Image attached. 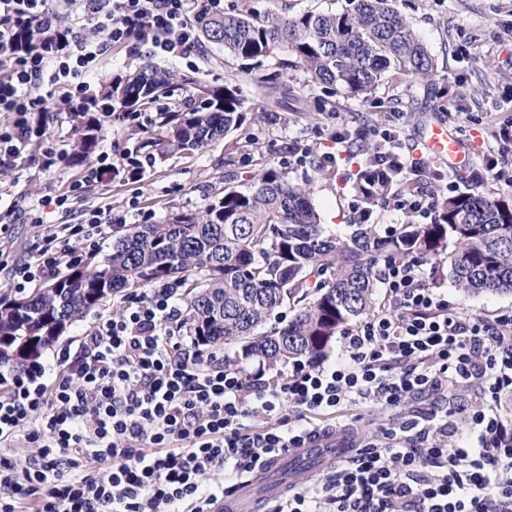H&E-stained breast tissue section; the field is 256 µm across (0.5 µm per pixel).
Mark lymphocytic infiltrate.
Returning a JSON list of instances; mask_svg holds the SVG:
<instances>
[{
    "label": "lymphocytic infiltrate",
    "instance_id": "obj_1",
    "mask_svg": "<svg viewBox=\"0 0 512 512\" xmlns=\"http://www.w3.org/2000/svg\"><path fill=\"white\" fill-rule=\"evenodd\" d=\"M221 0H0V112L16 116L0 133V168L16 166L43 132L27 120L45 112L44 85L66 84L67 111L100 109L91 78L99 58L129 41L185 58L198 45L189 17ZM82 12L107 32L90 41L64 23ZM34 39L20 43L23 30ZM471 186L512 185V115L492 112ZM373 136V167L396 171V209L434 218L441 192H458L453 171L416 156L398 113L386 125L339 131L320 165L348 167L353 138ZM41 247L6 265L21 294L83 262L112 231L105 206L79 224L44 223ZM392 309L342 334L335 359L296 361L288 370L225 366L213 353L189 350L175 335L184 315L174 283L161 281L100 317L77 349L63 347L51 364L0 374V512H214L234 486L251 480L293 448L347 426L348 410L370 403L398 411L410 394L454 389L476 378L484 405L411 412L382 441H367L329 477L271 501L266 512H512V310L465 318L426 282L420 262L384 267ZM468 426L447 442L448 416ZM262 425H254V418ZM24 435L34 455L8 450ZM151 451H143V443ZM217 472L205 482L204 472Z\"/></svg>",
    "mask_w": 512,
    "mask_h": 512
}]
</instances>
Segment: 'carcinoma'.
Masks as SVG:
<instances>
[{
	"instance_id": "obj_1",
	"label": "carcinoma",
	"mask_w": 512,
	"mask_h": 512,
	"mask_svg": "<svg viewBox=\"0 0 512 512\" xmlns=\"http://www.w3.org/2000/svg\"><path fill=\"white\" fill-rule=\"evenodd\" d=\"M195 25L228 55L256 67L278 55L281 67L354 97L374 91L388 71L418 81L435 77L430 52L394 0H344L335 12L286 19L207 12ZM179 81L195 83L148 63L100 92L107 112L158 107L163 135L141 137L136 152L144 157L205 149L241 128L244 100L227 84H199L184 106H159ZM77 117L72 160L83 163L102 125L85 112ZM395 179L368 165L357 177V195L370 208ZM232 181L225 177L224 194L200 210L130 224L112 251L92 252L57 280L0 299V370L27 368L103 301L159 281L175 282L188 297L180 327L197 345L224 347L226 366L257 358L272 368L323 358L337 332L370 316L381 262L419 260L431 281L446 275L469 297L512 293V206L499 199L450 195L429 224H357L342 238L325 232L312 189L275 169L255 174L244 190Z\"/></svg>"
}]
</instances>
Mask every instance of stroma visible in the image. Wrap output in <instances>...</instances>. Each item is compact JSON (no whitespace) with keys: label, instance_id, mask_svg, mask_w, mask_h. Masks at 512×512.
Masks as SVG:
<instances>
[{"label":"stroma","instance_id":"35a3bbf8","mask_svg":"<svg viewBox=\"0 0 512 512\" xmlns=\"http://www.w3.org/2000/svg\"><path fill=\"white\" fill-rule=\"evenodd\" d=\"M223 4L225 12L258 18L341 7L339 0H223ZM395 6L428 47L436 76L426 83L386 75L365 100L329 93L310 82L303 71L293 70L288 74V107L282 110L272 102L276 85L266 80L278 71L279 57L267 58L255 68L203 41L189 58L161 59V66L199 82L236 86L245 100L244 122L241 130L204 150L156 158L136 183L109 167L96 179L84 180L83 166L70 161L78 138L74 115L54 107L44 139L26 146L17 167L0 169V251L17 261L31 256L40 236L29 209L45 195L71 197L66 208H44L43 220L48 224L80 223L86 213L106 204L113 214L121 215L133 198L158 224L171 213L202 207L223 190L226 174H235L240 187L267 168L291 183L310 185L326 228L336 235L347 233L349 224L356 221L352 173L316 165V156L328 146L331 133L346 125H378L386 113L402 112L411 135L431 118H444L452 96H462L468 111L481 117L512 95V0H396ZM100 119L103 133L96 149L115 157L133 148L139 133L161 132L153 111L137 123L109 113ZM48 146L56 149L61 160L47 170L40 157ZM302 149L308 150L307 158H299ZM437 286L466 316L512 309V294L465 298L448 280L438 281Z\"/></svg>","mask_w":512,"mask_h":512}]
</instances>
